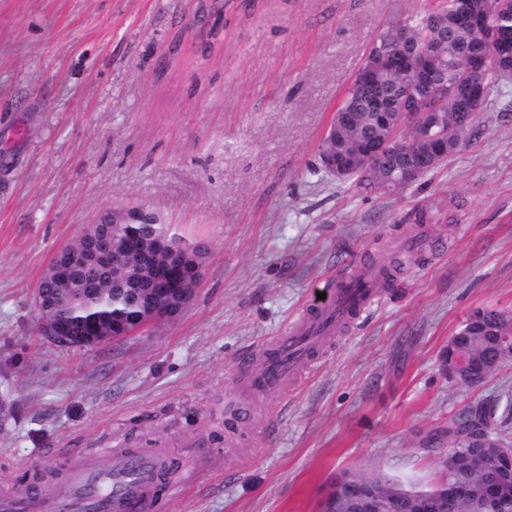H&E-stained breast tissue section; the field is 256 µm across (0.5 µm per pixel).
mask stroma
Listing matches in <instances>:
<instances>
[{
  "mask_svg": "<svg viewBox=\"0 0 512 512\" xmlns=\"http://www.w3.org/2000/svg\"><path fill=\"white\" fill-rule=\"evenodd\" d=\"M199 3L0 0V497L106 448L178 462L158 512H321L349 473L434 485L425 436L512 400V362L474 388L444 367L474 310L512 315V80L436 170L364 189L327 176L318 146L373 40L427 0ZM133 208L207 247L186 309L91 348L50 342L34 303L45 269L102 214ZM417 235L374 304L226 430L240 359L336 274Z\"/></svg>",
  "mask_w": 512,
  "mask_h": 512,
  "instance_id": "stroma-1",
  "label": "stroma"
}]
</instances>
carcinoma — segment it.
I'll return each mask as SVG.
<instances>
[{
	"label": "carcinoma",
	"mask_w": 512,
	"mask_h": 512,
	"mask_svg": "<svg viewBox=\"0 0 512 512\" xmlns=\"http://www.w3.org/2000/svg\"><path fill=\"white\" fill-rule=\"evenodd\" d=\"M498 2L499 7L486 16L485 23L495 29L507 30L508 50L501 58L499 68L512 74V0ZM459 10V0H437L421 13H411L392 22L372 42L363 60V65H368L376 48L391 46L401 38L411 48L424 41L432 45L433 80L448 86V97L436 107L437 124L413 126L407 130L406 137L411 147L421 148L427 136L440 135L447 141L449 156L458 151L463 144V134L472 131L479 120L477 112L460 111L459 77L468 70L471 55L481 49V37L478 32L459 23ZM398 95V80L387 73L372 83L354 80L334 116L331 126L334 139L321 142L319 154L334 149L339 154L353 156L360 150L362 142L388 135L390 128L399 124V117L394 112L389 114L390 126H385L370 107L369 99L378 98L391 105ZM407 164V157L387 154L373 163L358 165L342 179H353L366 188L395 191L406 187L399 180V172ZM99 236L111 237L118 246L134 239L138 247L123 254L119 266L100 267L89 258L93 240ZM169 249L175 250L185 262L182 285L196 287L197 281L190 269L203 266L207 258L203 245L187 242L171 232L170 225L159 223L152 217L114 222L112 214H104L98 222L88 225L74 244L60 251L61 256L74 261L73 278L66 284L46 277L39 280L35 296L40 298L37 309L42 322L47 325L66 324L74 334L81 335L87 331L88 317L92 316L107 335L117 339L133 325L135 318L145 317L157 309L178 307L181 290L171 292L163 304L158 302L153 292L154 281L165 271L166 251ZM404 264V260L392 257L379 266L372 280L389 282L403 271ZM464 413L470 432L450 439L442 460V482L436 486H416L381 472L371 475L352 473L343 481L376 484L381 493L374 502L377 512H389L384 497L389 491L407 499L424 497L432 500L440 496L445 481L457 492L454 512H490L483 508V490L500 476L494 468L486 465L492 449L484 447L482 437L491 434L498 438L500 434L494 414L488 413L484 406L468 407Z\"/></svg>",
	"instance_id": "1"
}]
</instances>
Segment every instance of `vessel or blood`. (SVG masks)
Here are the masks:
<instances>
[{
  "label": "vessel or blood",
  "mask_w": 512,
  "mask_h": 512,
  "mask_svg": "<svg viewBox=\"0 0 512 512\" xmlns=\"http://www.w3.org/2000/svg\"><path fill=\"white\" fill-rule=\"evenodd\" d=\"M371 286L369 279L355 274L338 277L336 289L317 316L278 336L269 352L261 355L259 368L253 370L249 365H242L247 378L236 393L237 399L285 386L308 360L312 348L335 332L349 307L362 310L370 305ZM164 459L165 454L159 448L107 449L97 461L78 468L67 482L21 501L1 502L0 512H41L47 500L55 502L60 512H86V490L90 482L104 480L111 481L112 490L100 496L98 512H153L156 503L171 493L158 476Z\"/></svg>",
  "instance_id": "vessel-or-blood-1"
}]
</instances>
